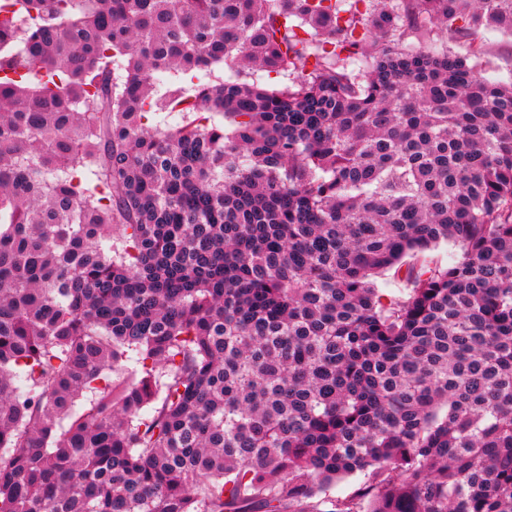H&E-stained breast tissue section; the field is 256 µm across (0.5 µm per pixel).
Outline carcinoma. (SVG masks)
Instances as JSON below:
<instances>
[{"label": "carcinoma", "instance_id": "carcinoma-1", "mask_svg": "<svg viewBox=\"0 0 512 512\" xmlns=\"http://www.w3.org/2000/svg\"><path fill=\"white\" fill-rule=\"evenodd\" d=\"M482 28L0 0V512H512V82L426 47Z\"/></svg>", "mask_w": 512, "mask_h": 512}]
</instances>
